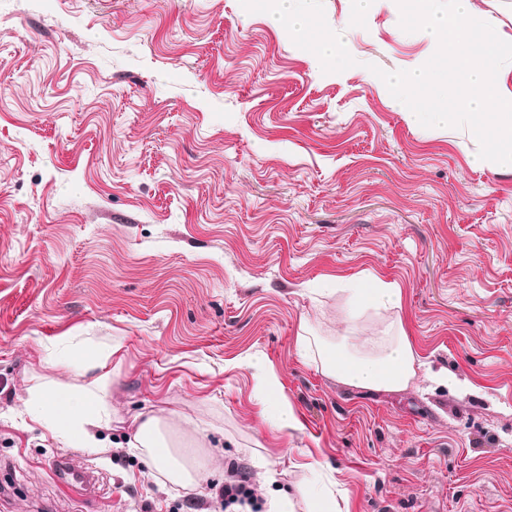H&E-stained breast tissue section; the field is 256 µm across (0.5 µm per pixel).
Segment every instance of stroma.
Listing matches in <instances>:
<instances>
[{"label": "stroma", "mask_w": 512, "mask_h": 512, "mask_svg": "<svg viewBox=\"0 0 512 512\" xmlns=\"http://www.w3.org/2000/svg\"><path fill=\"white\" fill-rule=\"evenodd\" d=\"M323 7L356 61L337 74L239 0H0V512H224L233 463L294 512H512V168L372 73L437 49L396 0ZM368 274L402 307L346 319L332 279ZM397 315L470 392L351 388L297 344L356 349ZM93 350L122 419L98 453L28 405ZM254 355L299 429L273 426ZM137 413L196 489L127 450ZM62 457L95 492L56 482ZM249 365L256 369V373L254 375L255 393L259 396L265 397V399H269L277 389L276 376L265 368L263 360L257 356H254L249 360ZM257 476L261 491V508L265 510L262 512H294L292 499L286 492L270 489L275 479L269 470L258 473Z\"/></svg>", "instance_id": "obj_1"}]
</instances>
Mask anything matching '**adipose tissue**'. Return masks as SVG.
Returning a JSON list of instances; mask_svg holds the SVG:
<instances>
[{"mask_svg":"<svg viewBox=\"0 0 512 512\" xmlns=\"http://www.w3.org/2000/svg\"><path fill=\"white\" fill-rule=\"evenodd\" d=\"M348 315L357 317L367 310H396L401 306V291L396 285L367 280L349 286ZM322 368L345 385L361 390L399 391L409 386L417 374L416 354L401 319L388 325L383 342L370 350H351L345 343L316 345ZM256 370L254 391L271 398L273 420L278 429L294 430L300 423L290 403L275 397L276 376L259 357H252ZM71 370L86 383L80 387L44 384L30 392V404L42 425L65 439L74 448L100 450L101 431L111 429L113 418L107 408L110 376L102 356L80 357L69 363ZM134 440L147 449L155 468L183 488H194L195 477L171 455L161 433L160 418L133 417Z\"/></svg>","mask_w":512,"mask_h":512,"instance_id":"1","label":"adipose tissue"}]
</instances>
